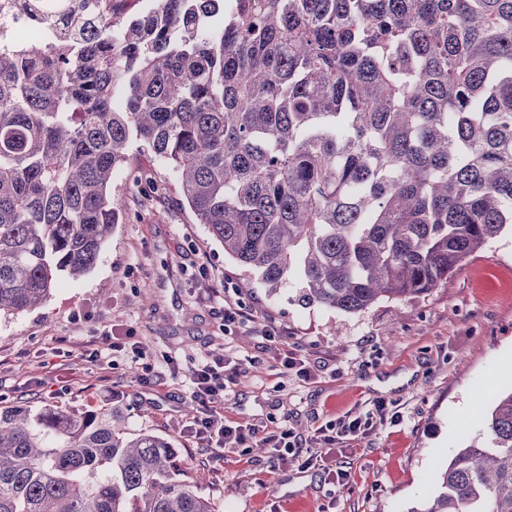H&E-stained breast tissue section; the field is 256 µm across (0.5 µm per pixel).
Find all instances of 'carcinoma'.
<instances>
[{
  "mask_svg": "<svg viewBox=\"0 0 512 512\" xmlns=\"http://www.w3.org/2000/svg\"><path fill=\"white\" fill-rule=\"evenodd\" d=\"M0 51V315L86 274L134 141L224 255L358 313L416 300L512 228V0H158ZM415 512H512V389ZM0 512H214L117 411L0 406Z\"/></svg>",
  "mask_w": 512,
  "mask_h": 512,
  "instance_id": "1",
  "label": "carcinoma"
}]
</instances>
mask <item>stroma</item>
<instances>
[{"instance_id": "stroma-1", "label": "stroma", "mask_w": 512, "mask_h": 512, "mask_svg": "<svg viewBox=\"0 0 512 512\" xmlns=\"http://www.w3.org/2000/svg\"><path fill=\"white\" fill-rule=\"evenodd\" d=\"M151 179L142 194L134 176ZM114 182L126 193L116 225L85 275H59L39 307L0 317V402L61 406L75 414L117 409L129 432L151 431L177 450L178 478L215 512H410L433 498L426 482L448 451L477 437L492 393L512 388V235L471 256L447 284L412 301L357 314L305 307L289 279L269 295L225 258L223 245L184 202L173 170L132 143ZM228 290L250 319L225 329L211 290ZM313 368L284 370L277 344ZM119 344L95 362L102 341ZM145 356L132 359L130 346ZM228 356L227 420L265 434L285 427L301 456L202 451L188 428L191 377L205 356ZM370 419L366 437L327 444L326 425ZM347 472L337 483V472Z\"/></svg>"}]
</instances>
